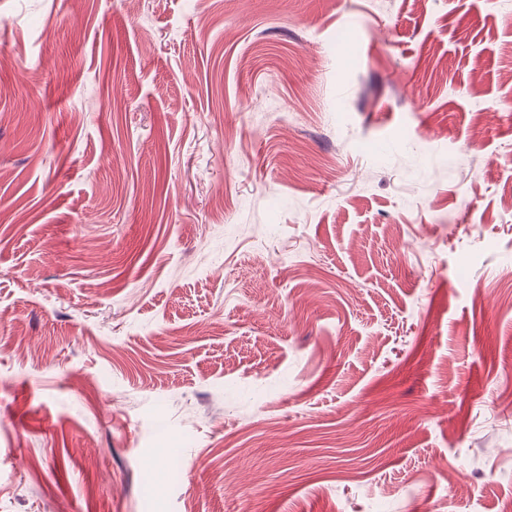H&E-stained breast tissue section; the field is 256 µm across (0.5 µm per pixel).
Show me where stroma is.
<instances>
[{"instance_id":"1","label":"stroma","mask_w":512,"mask_h":512,"mask_svg":"<svg viewBox=\"0 0 512 512\" xmlns=\"http://www.w3.org/2000/svg\"><path fill=\"white\" fill-rule=\"evenodd\" d=\"M1 54L0 512H498L512 0H0Z\"/></svg>"}]
</instances>
